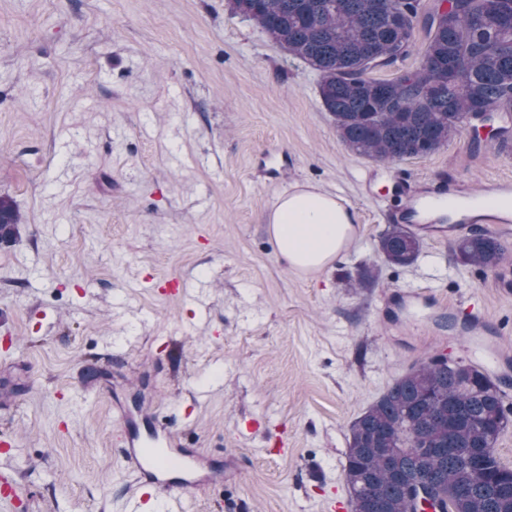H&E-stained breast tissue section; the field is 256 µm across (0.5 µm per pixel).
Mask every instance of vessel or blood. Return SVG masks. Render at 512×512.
Wrapping results in <instances>:
<instances>
[{
	"label": "vessel or blood",
	"instance_id": "vessel-or-blood-1",
	"mask_svg": "<svg viewBox=\"0 0 512 512\" xmlns=\"http://www.w3.org/2000/svg\"><path fill=\"white\" fill-rule=\"evenodd\" d=\"M402 211L407 223H419L423 213L441 206H453L459 214L456 230L470 226L469 213L482 209L480 219L484 231L502 236L512 235V220L500 216L485 204L483 195L457 189L450 182H435L423 191L408 195ZM151 290L178 298L186 297L187 285L179 279L159 281L148 277L143 281ZM119 417L126 431L122 436L121 457L133 477V485L124 503L123 512H144L149 502L163 500L165 512H187L190 489L212 482L209 460L186 448L181 435L171 431L145 405L120 408Z\"/></svg>",
	"mask_w": 512,
	"mask_h": 512
}]
</instances>
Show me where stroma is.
Wrapping results in <instances>:
<instances>
[{"instance_id": "1", "label": "stroma", "mask_w": 512, "mask_h": 512, "mask_svg": "<svg viewBox=\"0 0 512 512\" xmlns=\"http://www.w3.org/2000/svg\"><path fill=\"white\" fill-rule=\"evenodd\" d=\"M319 82L228 0H0V195L23 216L0 244V433L24 490L0 512H121L117 412L135 401L220 470L191 512L348 498L353 421L415 362L475 359V339L501 342L484 368L512 404V237L489 271L445 232L420 230L405 268L376 249L405 202L395 172L480 192L512 179V147L463 132L392 164L355 155ZM303 185L356 215L342 258L306 271L268 226ZM367 268L376 285L353 287ZM147 275L191 301L140 288ZM424 288L437 302L414 300ZM470 298L477 334L447 324Z\"/></svg>"}]
</instances>
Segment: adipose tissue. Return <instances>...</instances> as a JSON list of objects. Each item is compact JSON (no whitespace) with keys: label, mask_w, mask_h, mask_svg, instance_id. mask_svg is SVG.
<instances>
[{"label":"adipose tissue","mask_w":512,"mask_h":512,"mask_svg":"<svg viewBox=\"0 0 512 512\" xmlns=\"http://www.w3.org/2000/svg\"><path fill=\"white\" fill-rule=\"evenodd\" d=\"M353 221L349 208L314 188L283 196L270 216L279 254L293 267L309 269L341 259Z\"/></svg>","instance_id":"ef3b65f1"}]
</instances>
